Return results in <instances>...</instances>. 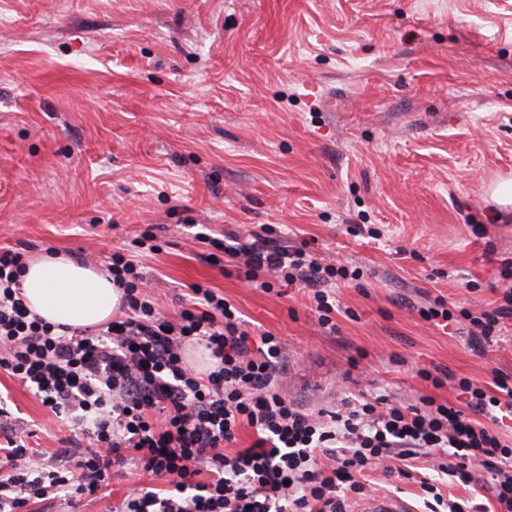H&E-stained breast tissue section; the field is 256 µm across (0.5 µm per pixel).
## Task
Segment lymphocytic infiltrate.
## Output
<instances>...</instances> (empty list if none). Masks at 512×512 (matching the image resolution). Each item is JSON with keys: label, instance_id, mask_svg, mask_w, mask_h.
<instances>
[{"label": "lymphocytic infiltrate", "instance_id": "lymphocytic-infiltrate-1", "mask_svg": "<svg viewBox=\"0 0 512 512\" xmlns=\"http://www.w3.org/2000/svg\"><path fill=\"white\" fill-rule=\"evenodd\" d=\"M207 242L243 266L250 286L309 287L325 328L336 310L332 287L358 275L264 232ZM25 267L23 252L0 248V370L72 435L59 463L47 464L0 400V512H29L60 492L97 497L117 466L155 484L132 490L115 512H344L346 501L366 496L365 472L417 454L430 458L437 476L490 483L496 512H512V445L498 431L512 420V377L494 375L488 386L458 378L453 402L426 397L421 406L398 407L379 396L313 414L279 382V338L251 335L213 289L192 286L174 312H163L138 266L115 252L107 272L126 314L78 330L29 311L20 288ZM419 314L443 327L466 321L470 336L487 339L512 319V289L488 311L454 310L439 297ZM189 344L209 352L213 370L202 374L188 363ZM244 425L257 439L239 450ZM436 478L421 482L427 512H465L440 494Z\"/></svg>", "mask_w": 512, "mask_h": 512}]
</instances>
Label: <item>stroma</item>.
Wrapping results in <instances>:
<instances>
[{"label":"stroma","instance_id":"stroma-1","mask_svg":"<svg viewBox=\"0 0 512 512\" xmlns=\"http://www.w3.org/2000/svg\"><path fill=\"white\" fill-rule=\"evenodd\" d=\"M512 0H0V247L139 266L162 310L192 285L279 337L306 411L365 396L455 400L419 372L512 376V320L479 344L419 315L436 297L491 309L512 258ZM276 227L359 267L335 331L307 290L248 287L202 261L193 227ZM354 224L379 240L349 234ZM18 430L53 455L69 427L0 372ZM374 494L426 512L418 482L375 469ZM113 472L78 510L112 512Z\"/></svg>","mask_w":512,"mask_h":512}]
</instances>
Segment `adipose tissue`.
<instances>
[{"label": "adipose tissue", "mask_w": 512, "mask_h": 512, "mask_svg": "<svg viewBox=\"0 0 512 512\" xmlns=\"http://www.w3.org/2000/svg\"><path fill=\"white\" fill-rule=\"evenodd\" d=\"M30 311L54 324L84 328L104 323L119 309L121 294L93 268L62 255L29 262L22 277Z\"/></svg>", "instance_id": "ef3b65f1"}]
</instances>
